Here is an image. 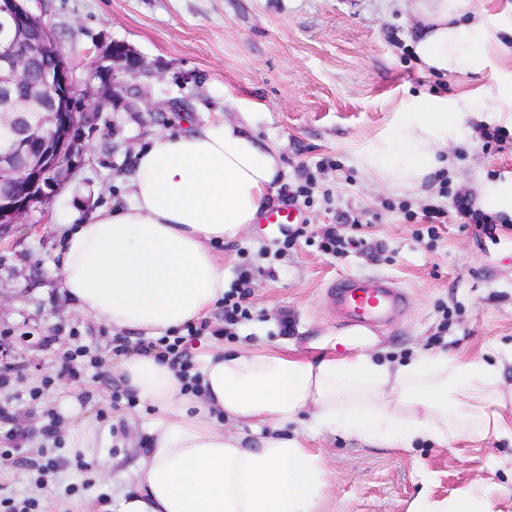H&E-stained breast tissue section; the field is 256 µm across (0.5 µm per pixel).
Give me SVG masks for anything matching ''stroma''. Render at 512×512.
I'll list each match as a JSON object with an SVG mask.
<instances>
[{
  "mask_svg": "<svg viewBox=\"0 0 512 512\" xmlns=\"http://www.w3.org/2000/svg\"><path fill=\"white\" fill-rule=\"evenodd\" d=\"M53 28L71 61L86 108L97 100L89 61L113 41L136 51L154 73L152 102H179L181 112L98 113L86 131L88 164L52 201L47 214L0 237V345L14 369L0 384V498H30L34 512H75L83 502L115 500L131 487L128 475L148 451L152 407L128 403L112 351L111 328L79 314L56 277L61 238L69 225L124 203L134 156L151 136L176 133L205 118H238L225 94L256 108L258 135L280 151L282 184L314 173L304 233L283 247L282 229L258 223L218 247L228 282L253 277L252 318L220 332L222 307L207 316L208 331L193 338L194 366L220 347H293L308 359L344 355V323L326 296L332 280L362 274L393 278L407 295L390 327L372 331L378 358L399 363L416 351L445 350L488 361L512 345V224L496 239L473 228L444 227L438 239L416 236L400 203L420 211L438 201V182L391 190L357 167L355 150L389 121L402 99L422 92L451 95L488 84L491 73L453 79L421 70L406 46L412 25L399 0H29ZM450 189L473 192L476 178L512 182V150H486L480 135L468 149L452 148ZM366 238L367 252L341 258L320 252L324 227ZM289 333H282L281 320ZM77 358L76 389L56 369L67 351ZM73 397L91 422L110 428L125 479L108 480L92 462L71 454L73 426L59 401ZM57 419L60 437L43 428ZM320 454L326 490L318 512H412L422 499L441 501L475 485L492 488L498 512H512V439L455 442L452 449L422 444L408 450L372 448L325 434L309 440Z\"/></svg>",
  "mask_w": 512,
  "mask_h": 512,
  "instance_id": "stroma-1",
  "label": "stroma"
}]
</instances>
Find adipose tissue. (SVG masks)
<instances>
[{
	"label": "adipose tissue",
	"instance_id": "adipose-tissue-1",
	"mask_svg": "<svg viewBox=\"0 0 512 512\" xmlns=\"http://www.w3.org/2000/svg\"><path fill=\"white\" fill-rule=\"evenodd\" d=\"M417 26L407 37L416 63L447 76L492 68L507 48L499 21L468 14L467 0H401ZM512 119V80L401 101L384 130L356 151L359 169L393 189H419L450 166L448 143H467L471 119ZM280 155L242 120L207 119L157 134L136 155L131 200L92 214L62 239L58 279L75 309L118 330L155 337L205 317L223 298L216 245L257 223L280 186ZM470 362L443 351L400 365L348 354L308 360L267 347L208 354L200 392L186 391L154 355L122 357L119 374L155 407L148 453L135 488L116 512H317L320 457L307 441L323 433L379 448L440 447L491 433L512 435L500 389L504 362ZM77 416L71 452L111 472L114 438ZM244 424L225 433L217 417Z\"/></svg>",
	"mask_w": 512,
	"mask_h": 512
}]
</instances>
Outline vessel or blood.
<instances>
[{
  "instance_id": "b4317fda",
  "label": "vessel or blood",
  "mask_w": 512,
  "mask_h": 512,
  "mask_svg": "<svg viewBox=\"0 0 512 512\" xmlns=\"http://www.w3.org/2000/svg\"><path fill=\"white\" fill-rule=\"evenodd\" d=\"M263 220L268 224H296L301 220L297 205L269 209ZM329 294L338 318L349 326L376 328L390 324L400 311L405 295L394 280L381 275L350 276L331 282Z\"/></svg>"
}]
</instances>
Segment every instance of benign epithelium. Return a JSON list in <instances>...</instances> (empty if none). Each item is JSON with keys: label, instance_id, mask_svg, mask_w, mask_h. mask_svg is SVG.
Segmentation results:
<instances>
[{"label": "benign epithelium", "instance_id": "1", "mask_svg": "<svg viewBox=\"0 0 512 512\" xmlns=\"http://www.w3.org/2000/svg\"><path fill=\"white\" fill-rule=\"evenodd\" d=\"M28 0H0V232L27 224L71 182L86 163L84 127L73 68L56 47L52 30ZM52 55L53 66H43ZM101 104L127 112H163L142 99L135 81L151 77L130 47L111 43L91 60ZM31 81L27 103L14 99L22 79Z\"/></svg>", "mask_w": 512, "mask_h": 512}]
</instances>
